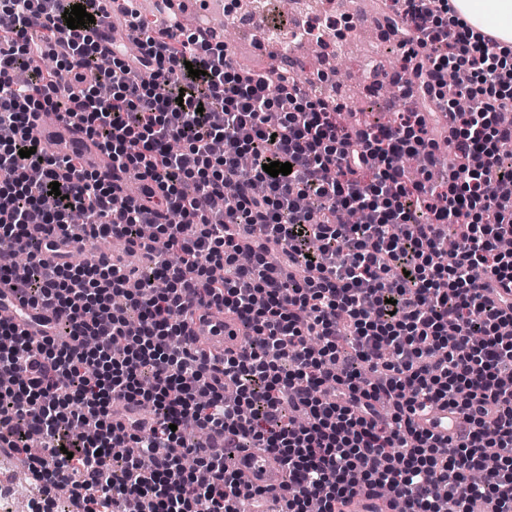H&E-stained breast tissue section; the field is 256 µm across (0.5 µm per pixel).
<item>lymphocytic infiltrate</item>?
I'll list each match as a JSON object with an SVG mask.
<instances>
[{
    "mask_svg": "<svg viewBox=\"0 0 512 512\" xmlns=\"http://www.w3.org/2000/svg\"><path fill=\"white\" fill-rule=\"evenodd\" d=\"M95 2L0 0V244L30 256L24 271L0 268V285L67 315L38 338L0 319V447L24 454L45 498L66 490L72 512H240L233 455L246 448L286 465L281 512H337L373 490L402 512H445L449 495L458 512H512V254L497 247L512 237V124L499 120L512 91L497 88L498 40L442 26L449 0H393L409 56L399 93L448 118L465 162L448 181H412L400 157L441 162L422 113L342 126L290 70L271 94L266 72L241 71L177 14L148 25L131 0H115L112 24L140 30L139 51L98 68L96 24L63 18ZM92 70L110 97L86 82ZM465 96L484 108L457 111ZM46 111L81 125L111 176L46 152L30 135ZM244 156L251 178L225 197ZM270 160L291 173L270 176ZM77 209L87 223H70ZM340 209L364 223H336ZM48 229L72 246L118 239L150 263H50ZM199 307L240 347L186 341ZM123 404L150 408L148 425L128 428ZM437 405L459 435L419 425ZM199 428L211 445L191 439Z\"/></svg>",
    "mask_w": 512,
    "mask_h": 512,
    "instance_id": "f902f5d3",
    "label": "lymphocytic infiltrate"
}]
</instances>
